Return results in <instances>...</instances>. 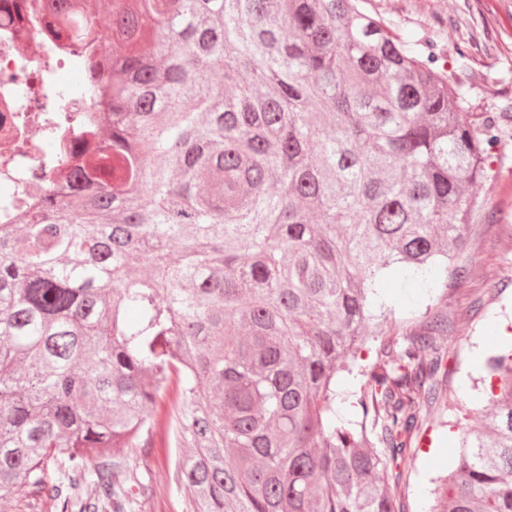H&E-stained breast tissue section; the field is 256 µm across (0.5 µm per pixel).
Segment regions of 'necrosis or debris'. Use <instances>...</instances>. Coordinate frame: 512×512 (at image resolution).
<instances>
[{
	"label": "necrosis or debris",
	"mask_w": 512,
	"mask_h": 512,
	"mask_svg": "<svg viewBox=\"0 0 512 512\" xmlns=\"http://www.w3.org/2000/svg\"><path fill=\"white\" fill-rule=\"evenodd\" d=\"M50 2L0 0V224L20 223L21 200L63 195L62 180L39 176L49 136L76 137V117L98 109L83 89L86 62L73 51L82 23L57 34ZM66 72L76 75L78 89L63 86Z\"/></svg>",
	"instance_id": "4bbe7bcc"
}]
</instances>
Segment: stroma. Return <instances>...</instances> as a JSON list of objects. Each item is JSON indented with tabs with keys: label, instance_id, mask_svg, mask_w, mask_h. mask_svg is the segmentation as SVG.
Here are the masks:
<instances>
[{
	"label": "stroma",
	"instance_id": "obj_1",
	"mask_svg": "<svg viewBox=\"0 0 512 512\" xmlns=\"http://www.w3.org/2000/svg\"><path fill=\"white\" fill-rule=\"evenodd\" d=\"M368 10L405 37H423L435 45L439 62L452 68L456 51L468 55L466 90L473 112H499L512 125V0H367ZM481 192L495 212L473 225L457 259L464 278L449 279L433 302L420 299L418 286L388 276L380 289L396 320L407 305L416 314L426 308L446 313L450 330L443 342L446 393L434 422L425 424L401 466L399 491L408 512H425L431 478L447 468L462 428L475 424L478 407L491 395V382L473 362L474 350L490 352L512 336V142L496 150ZM134 474L126 488L134 512H193L191 499L177 491L168 470L166 449L149 458L132 455ZM153 487L142 495L141 484Z\"/></svg>",
	"mask_w": 512,
	"mask_h": 512
}]
</instances>
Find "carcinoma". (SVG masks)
Listing matches in <instances>:
<instances>
[{"label": "carcinoma", "instance_id": "carcinoma-1", "mask_svg": "<svg viewBox=\"0 0 512 512\" xmlns=\"http://www.w3.org/2000/svg\"><path fill=\"white\" fill-rule=\"evenodd\" d=\"M365 4L54 0L88 55L110 13L85 89L109 139L0 224V496L132 512L129 450L173 437L194 512H405L448 316L348 359L396 325L386 271L428 292L464 273L506 131L469 111L465 53L438 70ZM484 366L499 392L428 512H512V344ZM341 370L359 421L337 418Z\"/></svg>", "mask_w": 512, "mask_h": 512}]
</instances>
